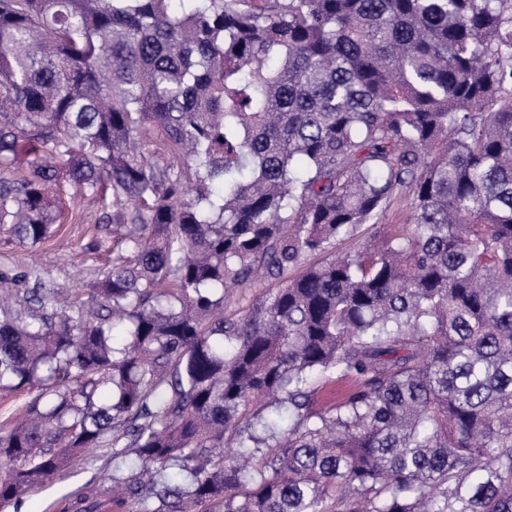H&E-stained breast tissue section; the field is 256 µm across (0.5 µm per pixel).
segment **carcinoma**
<instances>
[{"mask_svg":"<svg viewBox=\"0 0 512 512\" xmlns=\"http://www.w3.org/2000/svg\"><path fill=\"white\" fill-rule=\"evenodd\" d=\"M66 185L112 267L0 268L1 507L512 512V0H0V224ZM37 393L30 385L17 389H0V427L13 421ZM95 461L87 464L83 458L76 459L70 468L43 484L29 490L20 500L13 501L0 512H62L56 507L61 505L63 497L72 492L100 482L120 465L127 473L131 472L130 460L112 459V448H97ZM2 510V511H1Z\"/></svg>","mask_w":512,"mask_h":512,"instance_id":"obj_1","label":"carcinoma"}]
</instances>
